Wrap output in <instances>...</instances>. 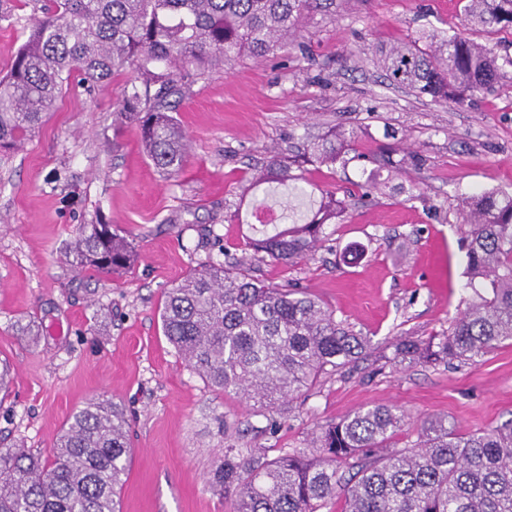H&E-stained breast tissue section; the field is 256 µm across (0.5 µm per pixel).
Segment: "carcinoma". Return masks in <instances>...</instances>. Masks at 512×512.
Listing matches in <instances>:
<instances>
[{"label":"carcinoma","mask_w":512,"mask_h":512,"mask_svg":"<svg viewBox=\"0 0 512 512\" xmlns=\"http://www.w3.org/2000/svg\"><path fill=\"white\" fill-rule=\"evenodd\" d=\"M321 0H44L26 38L0 78V159L19 151L72 89L90 91L129 67L125 120L161 172L173 177L185 162L186 135L171 115V96L185 79L202 78L243 54L266 58L288 46ZM467 20L485 30H512V0H467ZM391 85L462 104L495 87L512 67L496 46L459 33L424 32L381 52ZM355 133L307 146L309 162L333 167ZM376 173L400 166L393 154L373 158ZM299 180L280 156L252 174L254 184ZM349 207L325 195L308 221L253 240L270 259L292 265L327 241L325 226ZM466 287L474 297L448 331L394 345V358L429 364L467 360L512 341V193L489 190L462 199ZM71 264L113 275L137 259L132 243L108 224H81L70 243ZM164 335L186 365L222 394L253 402L271 430L295 397L322 373L357 359L369 339L301 288L269 287L244 260L208 254L165 291ZM398 408L376 404L322 425L306 448L268 456L265 448L229 445L208 483L233 512H319L331 501L341 512H512V423L463 435L444 416L416 427ZM130 419L109 400L93 398L73 413L46 459L28 448H0V512H120L129 470Z\"/></svg>","instance_id":"obj_1"}]
</instances>
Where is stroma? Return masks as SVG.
I'll use <instances>...</instances> for the list:
<instances>
[{
	"instance_id": "35a3bbf8",
	"label": "stroma",
	"mask_w": 512,
	"mask_h": 512,
	"mask_svg": "<svg viewBox=\"0 0 512 512\" xmlns=\"http://www.w3.org/2000/svg\"><path fill=\"white\" fill-rule=\"evenodd\" d=\"M464 0H333L303 25L307 55L289 46L268 59L243 57L192 83L176 104L188 139L178 175L144 154L117 105L119 73L95 92L66 94L43 127L0 161V360L17 377L0 400V443L53 451L70 416L95 397L131 420L132 459L122 512H232L207 476L224 446L217 417L239 443L269 457L305 447L326 422L393 404L411 427L447 416L462 433L512 421V344L447 364L391 363L398 339L446 331L473 293L466 288V227L456 199L512 191V67L490 93L462 106L387 85L382 49L422 32L458 28L512 56V32L463 24ZM37 0H0V76ZM355 130L359 151L394 148L403 165L361 198L358 162L304 164L309 214L322 192L356 201L323 247L294 265L253 256L263 284H296L367 336L365 353L294 400L277 432L252 404L219 394L191 371L161 328L164 292L204 261L214 243L239 258L262 229L252 216L264 190L254 167L295 156L335 130ZM418 154L413 165L407 158ZM126 235L139 257L119 275L78 270L66 247L78 225ZM351 242L363 259L344 264ZM37 330L36 338L23 333Z\"/></svg>"
}]
</instances>
